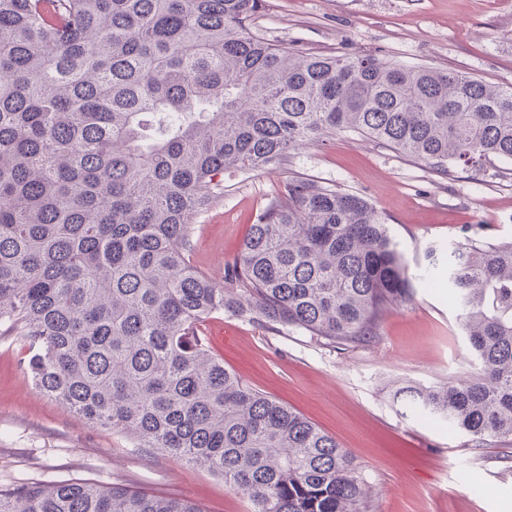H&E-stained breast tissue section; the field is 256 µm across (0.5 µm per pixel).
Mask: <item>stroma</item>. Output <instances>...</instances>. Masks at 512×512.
<instances>
[{"instance_id": "1", "label": "stroma", "mask_w": 512, "mask_h": 512, "mask_svg": "<svg viewBox=\"0 0 512 512\" xmlns=\"http://www.w3.org/2000/svg\"><path fill=\"white\" fill-rule=\"evenodd\" d=\"M256 23L272 43L311 53L374 54L512 85V0H266ZM291 178L365 198L388 219L412 279L411 302L390 309L382 337L340 350L299 329H268L225 313L202 325L211 352L254 389L334 436L371 486L372 512H512V459L474 448L443 423L394 403L395 385H436L477 368L447 287L432 283L429 247L472 225L512 240V173L443 174L351 133L291 152L279 168L224 177V195L194 225L193 262L214 282L256 213ZM405 362L392 363L393 354ZM88 480L192 500L202 512H249L207 470L124 437L38 393L16 336L0 335V487Z\"/></svg>"}]
</instances>
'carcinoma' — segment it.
<instances>
[{"instance_id": "obj_1", "label": "carcinoma", "mask_w": 512, "mask_h": 512, "mask_svg": "<svg viewBox=\"0 0 512 512\" xmlns=\"http://www.w3.org/2000/svg\"><path fill=\"white\" fill-rule=\"evenodd\" d=\"M266 0H0V327L35 388L134 447L203 467L250 512H369L349 453L207 348L226 312L338 348L372 343L411 300L366 200L290 179L214 283L196 216L224 174L282 165L351 131L433 169L512 163V86L372 54L288 51ZM461 228L448 292L478 370L393 402L471 447L512 445V241ZM0 512H201L128 487L0 488Z\"/></svg>"}]
</instances>
